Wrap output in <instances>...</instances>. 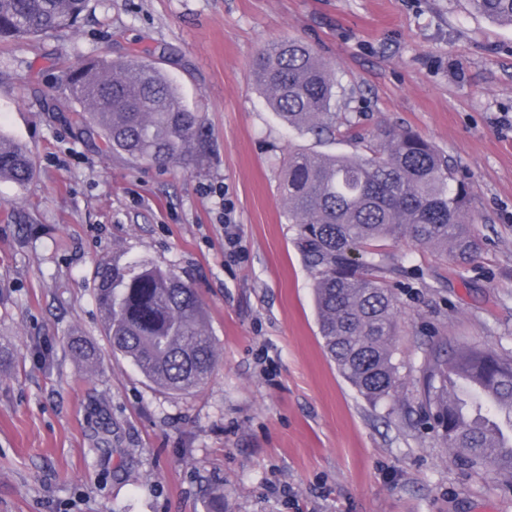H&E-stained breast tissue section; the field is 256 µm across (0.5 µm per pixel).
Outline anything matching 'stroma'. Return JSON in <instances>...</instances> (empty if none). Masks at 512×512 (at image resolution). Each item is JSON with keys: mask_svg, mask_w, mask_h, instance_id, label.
I'll list each match as a JSON object with an SVG mask.
<instances>
[{"mask_svg": "<svg viewBox=\"0 0 512 512\" xmlns=\"http://www.w3.org/2000/svg\"><path fill=\"white\" fill-rule=\"evenodd\" d=\"M288 38L334 67L339 119L427 137L485 217L463 270L390 243L400 382L378 404L323 349L281 194L288 148L354 145L288 129L251 76ZM96 56L174 81L205 118L195 168L103 153L70 123L61 72ZM0 134L34 165L0 181V512H209L217 487L224 512H512V476L455 461L423 395L432 350L512 352V26L467 0H88L74 33L0 44ZM140 259L203 300L219 364L198 391L110 348L98 268Z\"/></svg>", "mask_w": 512, "mask_h": 512, "instance_id": "1", "label": "stroma"}]
</instances>
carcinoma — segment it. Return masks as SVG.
I'll list each match as a JSON object with an SVG mask.
<instances>
[{
    "instance_id": "carcinoma-1",
    "label": "carcinoma",
    "mask_w": 512,
    "mask_h": 512,
    "mask_svg": "<svg viewBox=\"0 0 512 512\" xmlns=\"http://www.w3.org/2000/svg\"><path fill=\"white\" fill-rule=\"evenodd\" d=\"M472 11L512 25V0H468ZM86 0H0V42L75 29ZM253 80L290 129L315 138L350 137L351 154L294 150L282 160L289 223L315 270L314 295L324 348L339 373L367 400H391L399 365L394 342L399 305L381 273L391 255L381 243L408 239L464 266L479 250L470 187L448 156L409 131L356 135L336 121V73L308 44L288 39L262 49ZM80 123L102 149L130 159L187 169L208 148L204 118L147 58H92L63 75ZM33 164L20 143L0 136V180L26 185ZM354 251L363 264L351 261ZM112 352L172 393L205 385L219 361L197 292L172 269L148 261L105 267L95 288ZM480 379L492 405L472 401L476 419L459 415L452 379ZM424 393L445 447L465 466L512 475V355L482 347L435 352Z\"/></svg>"
}]
</instances>
